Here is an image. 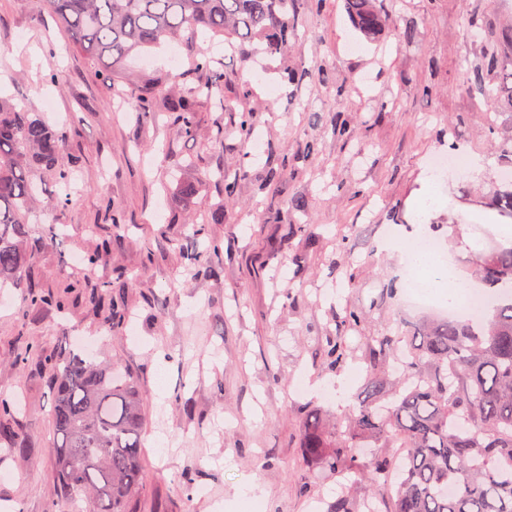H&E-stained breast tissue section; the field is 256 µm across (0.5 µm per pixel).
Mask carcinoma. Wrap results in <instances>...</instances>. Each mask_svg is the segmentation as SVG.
Here are the masks:
<instances>
[{"label": "carcinoma", "mask_w": 512, "mask_h": 512, "mask_svg": "<svg viewBox=\"0 0 512 512\" xmlns=\"http://www.w3.org/2000/svg\"><path fill=\"white\" fill-rule=\"evenodd\" d=\"M349 17L365 36L378 33L386 21L372 0H346ZM38 13L70 31L77 46L112 62L146 53L164 41L193 38L201 31L221 36L239 48L273 56L295 35L299 0H37ZM499 72L498 90L512 86V69L499 67L498 53L486 56ZM202 80L178 92L172 113L178 133L189 138L197 105L223 96L224 70L210 56L195 64ZM135 97L130 85L121 89ZM139 97V96H137ZM140 117L156 119L149 99L139 97ZM67 131L48 124L39 113L20 109L0 96V288L21 289L27 308L68 305L67 293L43 289L26 280V270L39 247L28 230L36 200L35 179L48 174L55 205L74 190L78 169L60 165ZM240 170L218 171L212 177L230 196ZM491 209L498 224H512V182L493 194ZM190 266L215 274L224 264L221 241L204 249L192 241L179 245ZM476 275L497 297L491 317L445 320L432 326H404L397 335L367 336L368 399L340 422L321 413L305 414L300 434L303 461L347 480L366 481L381 490L384 512H512V244H496L482 253ZM86 304L107 314V326L120 331L127 307L124 282L71 280ZM366 316L351 308L338 321L336 335L322 346L331 369L348 358L344 332ZM392 358L401 364L397 389L388 406L378 402L384 383L375 366ZM36 361L52 387L51 444L55 479L63 512L79 502L82 512H135L146 483L142 465L143 397L133 377L112 376L115 366L72 356L43 355L30 342L18 354L19 364ZM378 448L370 459L353 451L356 443ZM389 448H406L401 481L386 477L396 466Z\"/></svg>", "instance_id": "1"}]
</instances>
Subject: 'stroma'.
<instances>
[{"label":"stroma","mask_w":512,"mask_h":512,"mask_svg":"<svg viewBox=\"0 0 512 512\" xmlns=\"http://www.w3.org/2000/svg\"><path fill=\"white\" fill-rule=\"evenodd\" d=\"M401 38L356 31L344 0H306L294 38L275 56L225 53L223 38L161 44L127 58L121 83L149 97L158 116L140 123L139 103L115 107L101 79L107 60L87 55L72 35L45 28L32 0H0V93L19 107L67 119L62 164L78 163V191L62 205L37 203L33 235L42 242L28 276L56 289L70 276L129 285L128 318L136 333L105 334L97 314L82 306L65 312L21 307L10 290L0 301V393L16 407L12 431L0 434V504L18 512H61L51 450L52 390L38 366H18L29 341L66 356L94 345L93 357L133 374L144 396L143 465L148 474L139 512H240L251 482L257 512H324L344 490L329 473L309 469L299 448L307 410L345 414L365 398L362 339L395 333L402 323L428 320L387 286L402 265L385 249L393 231L436 229L448 261L469 277L478 259L477 226L487 225L472 199L501 182L503 165L487 138L489 127L512 135V99L489 107L486 87L473 81L485 44L465 36L466 21L512 28V0H373ZM51 33L56 53L45 51ZM224 60L225 108L201 104L192 139H181L167 105L194 81L200 52ZM62 68L54 86L46 74ZM277 89L269 99L268 89ZM253 114L263 149L245 157L232 129L241 109ZM350 137H338L336 121ZM223 143H216L217 125ZM454 150L479 167L447 182L445 201L428 205V158ZM288 162L283 183L261 189L270 154ZM245 169L232 196L208 175ZM193 196H186V187ZM111 197L124 212L114 231L102 204ZM302 200L292 212L289 199ZM220 224L206 223L213 208ZM111 238L112 249L93 269L86 225ZM202 233L224 242L219 273L187 266L180 241ZM368 309L350 332V356L336 369L321 362L320 339L334 335L345 307ZM172 355L165 388L156 379L159 353ZM328 392L315 390V383ZM303 384L306 392L295 396ZM196 475L186 488L184 472ZM307 482L308 494L295 487Z\"/></svg>","instance_id":"35a3bbf8"}]
</instances>
